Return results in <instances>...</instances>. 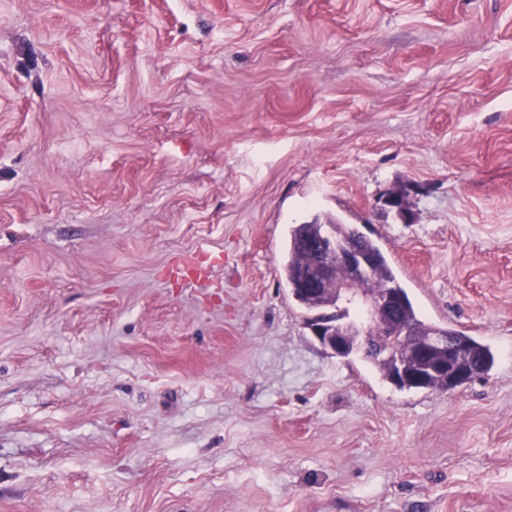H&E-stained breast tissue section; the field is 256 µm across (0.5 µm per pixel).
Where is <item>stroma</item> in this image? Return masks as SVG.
I'll use <instances>...</instances> for the list:
<instances>
[{
	"label": "stroma",
	"instance_id": "35a3bbf8",
	"mask_svg": "<svg viewBox=\"0 0 512 512\" xmlns=\"http://www.w3.org/2000/svg\"><path fill=\"white\" fill-rule=\"evenodd\" d=\"M316 216L489 374L322 347ZM0 512H512V0H0ZM384 206L402 223L407 224L411 221L412 213L409 207L408 194L405 191H394L388 194L384 199ZM371 366L376 370V372L380 375L382 380H385L390 383L391 381V369L392 365L389 361L380 359L378 357H362ZM426 376L423 373L419 372H411L406 369L405 365L401 364L399 361L397 363V368L393 371L392 374V385L396 388L404 386L407 387L409 384L422 385L425 383ZM399 390H417L413 386H408L407 388H399Z\"/></svg>",
	"mask_w": 512,
	"mask_h": 512
}]
</instances>
